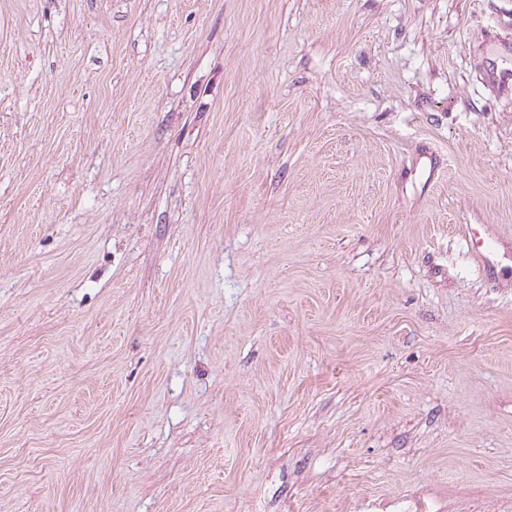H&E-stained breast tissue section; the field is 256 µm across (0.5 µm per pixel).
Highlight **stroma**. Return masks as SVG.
<instances>
[{
  "label": "stroma",
  "instance_id": "stroma-1",
  "mask_svg": "<svg viewBox=\"0 0 512 512\" xmlns=\"http://www.w3.org/2000/svg\"><path fill=\"white\" fill-rule=\"evenodd\" d=\"M503 39L512 0H0V512H512ZM481 80L492 88H505L512 86V68H499L492 60L488 65H482L479 70ZM484 229L483 236L472 246L474 258L484 265V268L491 269L498 263L500 239L493 237L487 230L485 224H480Z\"/></svg>",
  "mask_w": 512,
  "mask_h": 512
}]
</instances>
